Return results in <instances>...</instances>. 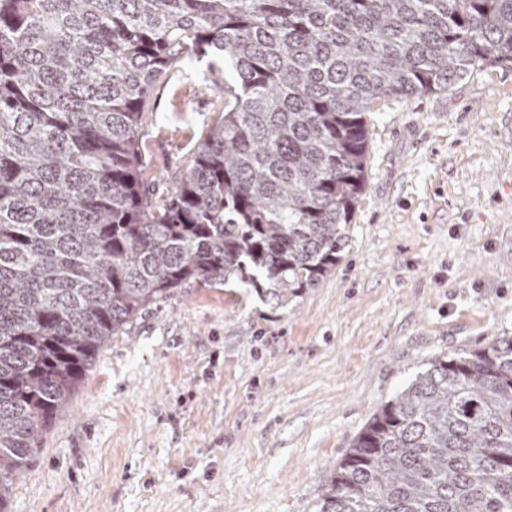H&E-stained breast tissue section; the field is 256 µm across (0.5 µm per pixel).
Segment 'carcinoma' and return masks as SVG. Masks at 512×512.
<instances>
[{"label":"carcinoma","mask_w":512,"mask_h":512,"mask_svg":"<svg viewBox=\"0 0 512 512\" xmlns=\"http://www.w3.org/2000/svg\"><path fill=\"white\" fill-rule=\"evenodd\" d=\"M209 58L222 117L163 191L144 103ZM512 65V0H0V512L99 352L187 281L275 305L336 267L377 97ZM319 512H512V336L382 404Z\"/></svg>","instance_id":"carcinoma-1"}]
</instances>
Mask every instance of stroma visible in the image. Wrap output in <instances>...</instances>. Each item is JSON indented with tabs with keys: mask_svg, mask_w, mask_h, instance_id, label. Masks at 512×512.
Wrapping results in <instances>:
<instances>
[{
	"mask_svg": "<svg viewBox=\"0 0 512 512\" xmlns=\"http://www.w3.org/2000/svg\"><path fill=\"white\" fill-rule=\"evenodd\" d=\"M196 60L143 113L151 175L224 108ZM333 272L278 308L188 282L113 336L15 477L7 512H318L375 411L428 361L512 336V67L374 99Z\"/></svg>",
	"mask_w": 512,
	"mask_h": 512,
	"instance_id": "obj_1",
	"label": "stroma"
}]
</instances>
